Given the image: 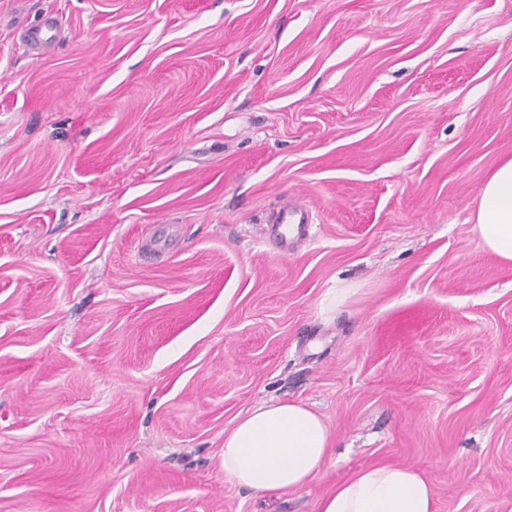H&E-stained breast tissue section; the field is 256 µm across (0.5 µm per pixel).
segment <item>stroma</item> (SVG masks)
<instances>
[{
  "instance_id": "stroma-1",
  "label": "stroma",
  "mask_w": 512,
  "mask_h": 512,
  "mask_svg": "<svg viewBox=\"0 0 512 512\" xmlns=\"http://www.w3.org/2000/svg\"><path fill=\"white\" fill-rule=\"evenodd\" d=\"M510 158L512 0H0V512H319L382 465L512 512V264L470 221ZM269 400L331 458L260 498L221 459ZM311 220V213L305 204L300 201L286 202L278 213L277 227L281 240L287 243L296 236L305 235Z\"/></svg>"
}]
</instances>
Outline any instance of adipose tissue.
<instances>
[{
    "mask_svg": "<svg viewBox=\"0 0 512 512\" xmlns=\"http://www.w3.org/2000/svg\"><path fill=\"white\" fill-rule=\"evenodd\" d=\"M472 221L487 250L512 263V159L485 183ZM330 446L328 428L313 410L272 401L254 408L225 435L224 476L260 496L297 489L321 470ZM320 512H435L434 492L415 468L375 466L336 485L321 500Z\"/></svg>",
    "mask_w": 512,
    "mask_h": 512,
    "instance_id": "adipose-tissue-1",
    "label": "adipose tissue"
}]
</instances>
